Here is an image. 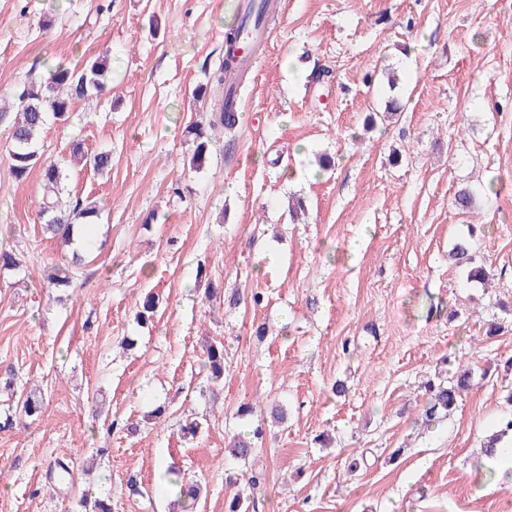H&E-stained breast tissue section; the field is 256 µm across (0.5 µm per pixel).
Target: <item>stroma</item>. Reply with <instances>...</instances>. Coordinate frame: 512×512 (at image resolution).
Listing matches in <instances>:
<instances>
[{
	"instance_id": "obj_1",
	"label": "stroma",
	"mask_w": 512,
	"mask_h": 512,
	"mask_svg": "<svg viewBox=\"0 0 512 512\" xmlns=\"http://www.w3.org/2000/svg\"><path fill=\"white\" fill-rule=\"evenodd\" d=\"M238 12L239 0H0V100L52 63L104 53L111 72L39 140L71 199L99 208L68 289L46 281L72 250L42 232L41 171L12 177L0 123V240L19 260L0 269V512H81L84 496L185 512L162 481L171 466L201 485L195 512H224L229 473L260 476L259 512H512V490L477 470L511 410L512 0H285L235 134L212 131L195 171L186 129L212 119L196 93ZM392 96L402 112L367 128ZM76 145L110 152L111 170L83 166ZM324 152L332 170L316 165ZM464 187L467 214L453 205ZM462 238L491 285L449 263ZM149 292L156 313L137 321ZM493 321L504 331L489 339ZM212 340L216 397L202 369ZM450 362L474 385L424 425V384ZM34 385L44 408L29 419L18 401ZM248 401L255 413L239 416ZM258 425L262 445L232 459L229 438ZM203 369L207 371V381L219 385L224 380V344L214 341L205 350Z\"/></svg>"
}]
</instances>
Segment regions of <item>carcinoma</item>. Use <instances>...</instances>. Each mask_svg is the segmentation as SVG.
I'll use <instances>...</instances> for the list:
<instances>
[{"mask_svg": "<svg viewBox=\"0 0 512 512\" xmlns=\"http://www.w3.org/2000/svg\"><path fill=\"white\" fill-rule=\"evenodd\" d=\"M243 40L241 24L231 26L225 33L224 63L212 77V85L219 91L221 103L217 104L214 119L210 126L221 125L224 132L232 134L238 125V113L224 96V82L229 69V60L233 58L235 49ZM107 59L98 57L85 62L78 69H70L57 64L48 70V77L29 81L17 94L16 111L0 110V122H10L11 137L8 149L9 169L12 176L25 180L32 169L39 164V154L36 148L37 134L43 129L48 115L60 119L65 117L77 100L99 96L107 88ZM188 133L194 135L196 147L190 160V168L199 170L206 162L210 138L204 127L195 125L189 127ZM43 194L39 209L42 229L59 239L65 246L72 245L71 229L74 225L89 221L99 214V208L81 200L71 204L62 202L65 176L62 168L54 163L42 164ZM451 255L459 266L472 263V255L466 241H458ZM203 369L207 371V381L219 385L224 380V344L220 341L211 343L205 350ZM473 386L471 371L462 370L447 382L428 385V407L425 420L431 423L439 414L448 415L456 406L459 394ZM43 398L41 392L30 389L23 401L22 412L32 417L41 411ZM512 431V416L502 423V427L483 444L480 465L497 461L496 445ZM264 429L258 425L249 434H238L230 438L227 448L229 455L236 460L248 459L257 444L263 441ZM167 482L177 496L193 504L200 499L202 488L199 484L185 480L181 471L169 469ZM256 478L240 486L236 493L225 505V512H250L255 507L251 500Z\"/></svg>", "mask_w": 512, "mask_h": 512, "instance_id": "cac0c4a2", "label": "carcinoma"}]
</instances>
